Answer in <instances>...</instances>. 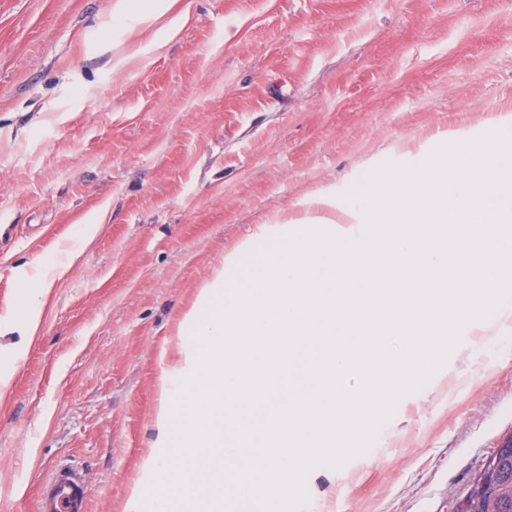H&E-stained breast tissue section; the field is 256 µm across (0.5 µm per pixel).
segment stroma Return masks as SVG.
I'll return each mask as SVG.
<instances>
[{
    "label": "stroma",
    "instance_id": "35a3bbf8",
    "mask_svg": "<svg viewBox=\"0 0 512 512\" xmlns=\"http://www.w3.org/2000/svg\"><path fill=\"white\" fill-rule=\"evenodd\" d=\"M0 0V315L71 249L0 388V512L58 467L124 512L179 324L225 256L279 241L390 164L512 130V0ZM97 225L82 241V225ZM512 432V318L463 326L370 447L307 473L300 512H450ZM146 4H138L143 23L158 21L166 17L178 0H147Z\"/></svg>",
    "mask_w": 512,
    "mask_h": 512
}]
</instances>
